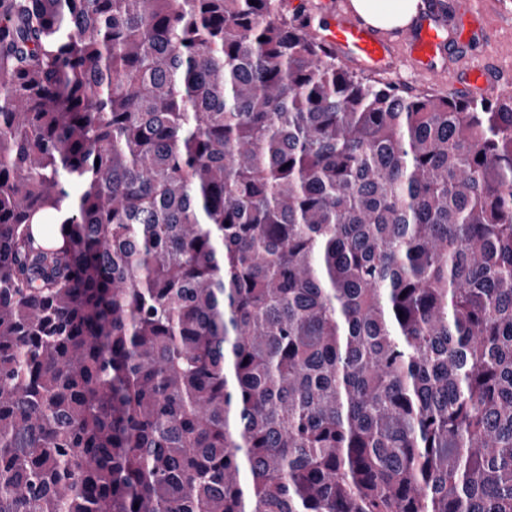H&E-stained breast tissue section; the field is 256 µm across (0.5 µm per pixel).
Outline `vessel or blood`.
Instances as JSON below:
<instances>
[{"label": "vessel or blood", "instance_id": "vessel-or-blood-1", "mask_svg": "<svg viewBox=\"0 0 512 512\" xmlns=\"http://www.w3.org/2000/svg\"><path fill=\"white\" fill-rule=\"evenodd\" d=\"M324 46L372 71L392 68L397 59L412 62L419 70L432 69L438 55L456 43L455 35L436 12L424 13L403 37L401 53H394L381 32L343 14L336 15L320 35ZM492 74L486 64L469 66L463 87L467 94L486 95Z\"/></svg>", "mask_w": 512, "mask_h": 512}]
</instances>
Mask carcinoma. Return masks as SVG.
<instances>
[{"label": "carcinoma", "mask_w": 512, "mask_h": 512, "mask_svg": "<svg viewBox=\"0 0 512 512\" xmlns=\"http://www.w3.org/2000/svg\"><path fill=\"white\" fill-rule=\"evenodd\" d=\"M0 512H512V99L0 0Z\"/></svg>", "instance_id": "carcinoma-1"}]
</instances>
